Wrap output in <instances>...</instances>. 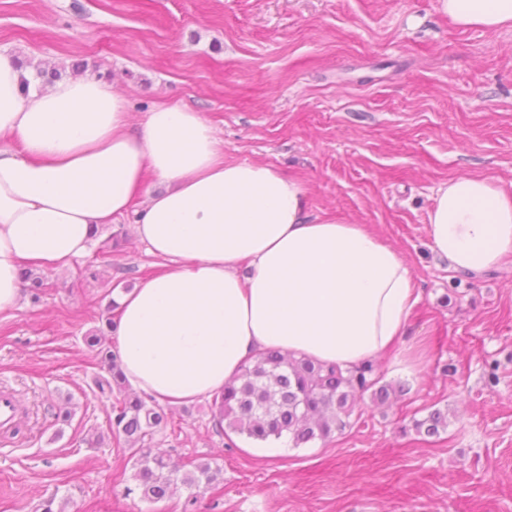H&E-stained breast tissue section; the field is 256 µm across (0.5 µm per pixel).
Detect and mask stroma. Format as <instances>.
I'll use <instances>...</instances> for the list:
<instances>
[{
  "label": "stroma",
  "mask_w": 512,
  "mask_h": 512,
  "mask_svg": "<svg viewBox=\"0 0 512 512\" xmlns=\"http://www.w3.org/2000/svg\"><path fill=\"white\" fill-rule=\"evenodd\" d=\"M0 53L34 86L37 61L104 80L136 126L157 103L201 112L225 160L303 184L310 220L380 234L420 296L375 363L404 393L363 396L359 426L280 456L217 432L209 401L168 408L153 448L219 475L150 502L131 492L84 337L159 266L132 218L105 226L88 255L42 271L40 300L0 312V390L27 410L0 434V512L49 497L56 512H512V257L463 277L426 231L448 181L512 185V29L458 27L439 0H0ZM435 408L446 432L411 430Z\"/></svg>",
  "instance_id": "stroma-1"
}]
</instances>
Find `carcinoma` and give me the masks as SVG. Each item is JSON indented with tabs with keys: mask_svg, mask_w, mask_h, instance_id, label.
<instances>
[{
	"mask_svg": "<svg viewBox=\"0 0 512 512\" xmlns=\"http://www.w3.org/2000/svg\"><path fill=\"white\" fill-rule=\"evenodd\" d=\"M85 342L96 351L103 370L93 380L95 388L101 396L115 399L112 437L126 445L137 467V484L126 492L137 491L144 499L160 501L170 496L177 484L193 489L215 482L217 472L207 463L196 465L180 478L175 476L176 470L165 457L149 446L152 435L168 424L165 409L128 391L119 356L112 352L104 331L85 337ZM397 392H402V387L381 383L369 360L345 370L337 364L269 351L246 363L224 386L213 419L219 430L228 428L263 443L286 437L298 448L328 440L357 424L354 405L364 394L384 403ZM447 428L448 415L439 409L412 420V429L426 437H436Z\"/></svg>",
	"mask_w": 512,
	"mask_h": 512,
	"instance_id": "cac0c4a2",
	"label": "carcinoma"
}]
</instances>
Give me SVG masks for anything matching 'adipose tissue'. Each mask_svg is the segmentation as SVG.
<instances>
[{
  "instance_id": "obj_1",
  "label": "adipose tissue",
  "mask_w": 512,
  "mask_h": 512,
  "mask_svg": "<svg viewBox=\"0 0 512 512\" xmlns=\"http://www.w3.org/2000/svg\"><path fill=\"white\" fill-rule=\"evenodd\" d=\"M440 5L464 28H512V0ZM2 136L0 312L17 306L24 265L66 269L129 214L165 260L115 297L120 368L139 393L212 401L268 348L349 368L401 341L419 300L402 255L367 225L309 221L302 184L225 161L202 113L160 105L136 128L111 86L70 76L26 93L0 56ZM428 238L453 270L498 266L512 255V189L479 175L450 181Z\"/></svg>"
}]
</instances>
